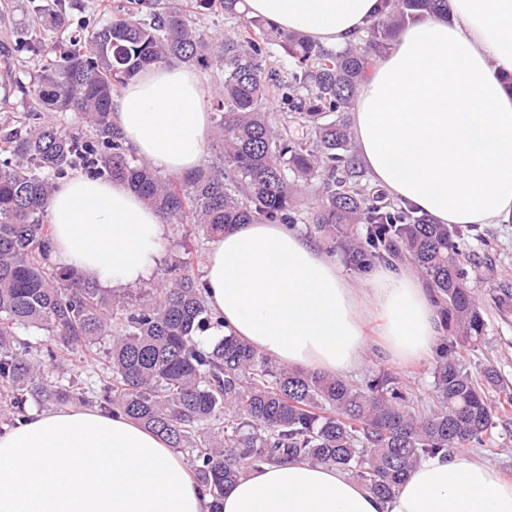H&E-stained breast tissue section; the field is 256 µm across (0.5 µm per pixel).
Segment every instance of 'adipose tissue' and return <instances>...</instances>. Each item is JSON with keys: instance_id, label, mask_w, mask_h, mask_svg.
<instances>
[{"instance_id": "ef3b65f1", "label": "adipose tissue", "mask_w": 512, "mask_h": 512, "mask_svg": "<svg viewBox=\"0 0 512 512\" xmlns=\"http://www.w3.org/2000/svg\"><path fill=\"white\" fill-rule=\"evenodd\" d=\"M249 14L340 46L378 17V0H246ZM212 89L180 62L136 72L112 122L154 169L198 168ZM359 157L394 200L438 224L512 223V0H448L405 23L363 81L353 112ZM53 250L100 287L149 278L166 226L126 182L77 172L48 207ZM204 300L231 334L291 368L344 374L378 321L386 355L429 357L440 317L422 279L377 267L354 282L322 246L284 224H240L203 258ZM223 512H512V481L459 454L421 457L388 498L304 459L249 471ZM0 512H210L184 458L130 418L96 407L34 412L0 432Z\"/></svg>"}]
</instances>
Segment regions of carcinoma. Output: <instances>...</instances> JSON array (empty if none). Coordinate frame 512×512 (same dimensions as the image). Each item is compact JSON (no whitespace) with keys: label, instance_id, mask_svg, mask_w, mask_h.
I'll use <instances>...</instances> for the list:
<instances>
[{"label":"carcinoma","instance_id":"1","mask_svg":"<svg viewBox=\"0 0 512 512\" xmlns=\"http://www.w3.org/2000/svg\"><path fill=\"white\" fill-rule=\"evenodd\" d=\"M35 18L12 29V52L43 58L18 85L32 110L18 130L0 121V422L17 424L29 402L98 406L125 415L192 454L197 479L220 512L224 493L249 468L303 458L334 466L373 494L390 497L419 459L481 447L509 420L512 387L491 364L471 368L486 321L468 288L470 226L436 224L417 209L384 199L360 181L345 114L373 61L397 29L448 0H382L384 10L355 42L329 49L301 31L248 18L244 0H196L222 11L224 35L206 33L179 0H129L101 26L50 43L70 5L29 0ZM291 58L276 60V48ZM172 60L216 66L209 101L220 163L181 176L155 171L134 155L111 121L112 98L137 71ZM288 109V126L267 112L269 88ZM76 111L86 129L41 120V109ZM76 167L126 181L163 221L192 224L208 239L237 224H309L353 268L406 259L426 280L442 336L433 362V399L409 392L395 373L353 385L282 366L235 336L204 344L214 324L202 276L188 261L171 265L148 299L118 301L53 260L50 197ZM315 187L316 203L300 195ZM364 225L361 234L354 227ZM43 331L46 346L20 339ZM112 337L99 389L46 377L84 355L92 372L97 345Z\"/></svg>","mask_w":512,"mask_h":512}]
</instances>
